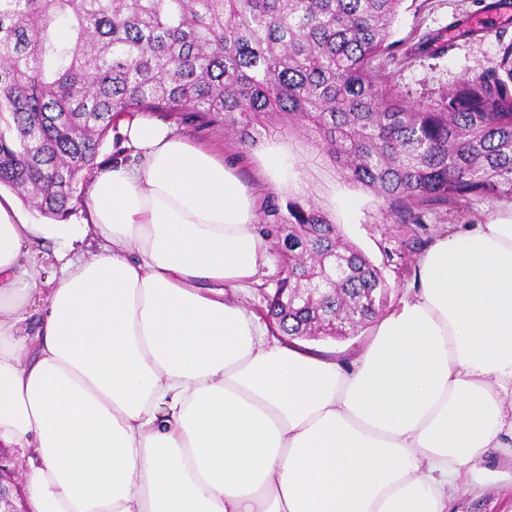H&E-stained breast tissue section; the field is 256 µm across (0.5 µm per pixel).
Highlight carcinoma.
I'll return each instance as SVG.
<instances>
[{"instance_id":"carcinoma-1","label":"carcinoma","mask_w":512,"mask_h":512,"mask_svg":"<svg viewBox=\"0 0 512 512\" xmlns=\"http://www.w3.org/2000/svg\"><path fill=\"white\" fill-rule=\"evenodd\" d=\"M401 0H0V186L67 220L104 136L130 112H191L241 148L288 145L298 162L367 190L406 224L436 206L512 201V41L497 68L410 103L386 63ZM65 23L70 36L53 29ZM260 223L281 288H323L268 308L283 335L384 316L387 284L332 213L271 195ZM336 267V280L323 270Z\"/></svg>"}]
</instances>
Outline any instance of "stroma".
Segmentation results:
<instances>
[{"instance_id":"obj_1","label":"stroma","mask_w":512,"mask_h":512,"mask_svg":"<svg viewBox=\"0 0 512 512\" xmlns=\"http://www.w3.org/2000/svg\"><path fill=\"white\" fill-rule=\"evenodd\" d=\"M405 62L393 66L394 78L411 100L426 95L445 96L456 81L497 66L503 43L512 41V0H402L393 24ZM155 120L200 143L221 147L253 193L256 208H263L268 193L288 199L298 193L320 200L331 210L344 240L360 249L380 270L389 286L388 308L407 296L417 260L431 241L451 224H480L512 219V201L472 202L460 211L432 209L421 224H400L389 216L386 204L361 188L333 181H317L296 160L281 171L266 172L259 150L242 151L222 124L195 115L158 112ZM278 255L259 268L254 283L239 302L257 316H265L268 300L279 279ZM373 327L342 339L312 337L294 340V349L336 361L357 358L372 339ZM452 512H512V489L491 485L480 491H460Z\"/></svg>"}]
</instances>
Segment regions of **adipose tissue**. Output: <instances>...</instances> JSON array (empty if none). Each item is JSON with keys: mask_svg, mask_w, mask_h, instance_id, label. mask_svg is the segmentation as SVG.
Returning a JSON list of instances; mask_svg holds the SVG:
<instances>
[{"mask_svg": "<svg viewBox=\"0 0 512 512\" xmlns=\"http://www.w3.org/2000/svg\"><path fill=\"white\" fill-rule=\"evenodd\" d=\"M119 125L134 158L93 171L84 223L0 193V447L29 452L22 512H449L512 486V221L446 228L359 357L321 359L228 298L269 256L223 155ZM87 238L40 290L39 247Z\"/></svg>", "mask_w": 512, "mask_h": 512, "instance_id": "1", "label": "adipose tissue"}]
</instances>
